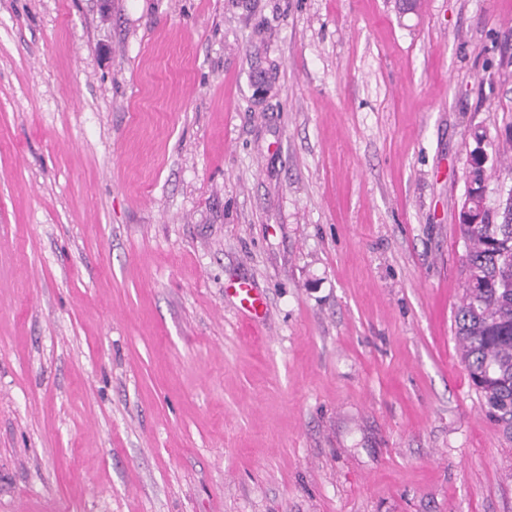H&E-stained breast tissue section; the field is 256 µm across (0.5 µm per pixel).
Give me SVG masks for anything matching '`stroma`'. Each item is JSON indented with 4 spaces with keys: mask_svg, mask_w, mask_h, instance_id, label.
<instances>
[{
    "mask_svg": "<svg viewBox=\"0 0 512 512\" xmlns=\"http://www.w3.org/2000/svg\"><path fill=\"white\" fill-rule=\"evenodd\" d=\"M510 124L512 0H0V512H512L454 334ZM233 291L244 316L254 324L266 326L270 320V315L266 303L257 290L248 284L241 283Z\"/></svg>",
    "mask_w": 512,
    "mask_h": 512,
    "instance_id": "obj_1",
    "label": "stroma"
}]
</instances>
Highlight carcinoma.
I'll list each match as a JSON object with an SVG mask.
<instances>
[{
	"mask_svg": "<svg viewBox=\"0 0 512 512\" xmlns=\"http://www.w3.org/2000/svg\"><path fill=\"white\" fill-rule=\"evenodd\" d=\"M500 158H512V125L492 141ZM467 195L459 212L458 232L464 246L463 295L455 308V336L469 380L489 415L512 438V204L495 222L484 200L486 168L479 151L467 160Z\"/></svg>",
	"mask_w": 512,
	"mask_h": 512,
	"instance_id": "1",
	"label": "carcinoma"
}]
</instances>
